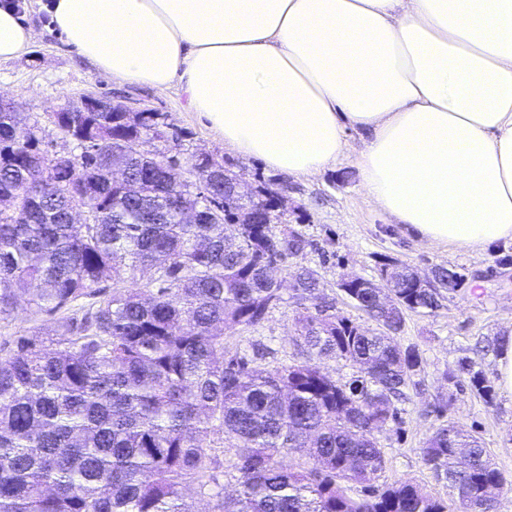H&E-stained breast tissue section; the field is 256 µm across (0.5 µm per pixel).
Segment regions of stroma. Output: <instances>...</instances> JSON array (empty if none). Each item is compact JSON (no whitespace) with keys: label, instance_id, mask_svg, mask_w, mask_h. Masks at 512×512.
<instances>
[{"label":"stroma","instance_id":"stroma-1","mask_svg":"<svg viewBox=\"0 0 512 512\" xmlns=\"http://www.w3.org/2000/svg\"><path fill=\"white\" fill-rule=\"evenodd\" d=\"M49 3L22 0L21 12L39 36L29 53L0 62V98L28 118L42 121V147L49 154L70 153L73 145L45 124L46 113L78 102L91 92L107 96L116 104L135 100L164 113L172 130L178 132L173 154L180 168H187L193 155L207 152L240 176L242 190L264 181L287 198L291 227L314 243L302 262L318 271L323 282L322 297L335 312L366 322V315L345 299L336 282L350 273L377 277L385 258L410 265L423 278L431 277L440 265L463 275V284L449 292L436 314L405 316L398 340L402 345L416 346L422 365L419 384L410 389L411 399L401 407L400 431L388 429L377 436L387 460L380 481L388 484L409 480L436 498L451 500L450 489L436 481L421 460L422 448L441 422L436 408L448 402L452 405L449 419L478 437L507 481L512 482V395L497 388L488 403L472 387L468 375H461L455 386L442 379L449 366L465 357L489 378H496L500 354L482 353L481 347L512 336V241L466 250L418 239L365 195L355 165L362 139L360 133L350 129L345 132L347 149L338 163L313 177L287 175L236 154L205 119L187 108L178 88L159 94L97 77L86 61L51 32ZM282 293V303L271 310L263 326L244 331L238 344L239 351L248 355L254 348L264 349V356L255 361L261 369L292 361L297 354V306L291 288H283ZM54 328L53 316L35 313L26 298H19L13 312L0 319V349H9L19 336L36 334L50 340Z\"/></svg>","mask_w":512,"mask_h":512}]
</instances>
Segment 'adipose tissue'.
Returning <instances> with one entry per match:
<instances>
[{"label": "adipose tissue", "mask_w": 512, "mask_h": 512, "mask_svg": "<svg viewBox=\"0 0 512 512\" xmlns=\"http://www.w3.org/2000/svg\"><path fill=\"white\" fill-rule=\"evenodd\" d=\"M97 76L179 87L226 146L315 176L363 135L367 196L422 241H512V0H53ZM37 31L0 4V61Z\"/></svg>", "instance_id": "adipose-tissue-1"}]
</instances>
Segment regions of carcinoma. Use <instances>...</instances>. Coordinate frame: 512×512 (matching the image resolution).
I'll return each mask as SVG.
<instances>
[{"mask_svg": "<svg viewBox=\"0 0 512 512\" xmlns=\"http://www.w3.org/2000/svg\"><path fill=\"white\" fill-rule=\"evenodd\" d=\"M47 121L80 153L49 155L37 123L16 140L20 114L0 109V317L21 294L46 313L70 311L50 342L20 336L0 357V512H192L191 487L217 512H448L409 480L375 485L386 467L376 433L400 424L404 389L419 385V351L398 341L405 315L439 310L463 275L438 267L425 288L388 259L377 280L353 275L340 291L371 328L318 304L321 282L296 262L312 242L289 228L284 272L304 360L256 369L226 333L261 326L283 301L265 270L288 213L278 192L262 185L240 199L204 152L192 159L196 181L171 184L178 137L159 112L109 101ZM147 137L162 147L133 150ZM115 162L128 170L123 184L112 181ZM202 206L213 207L209 223L184 222ZM139 266L155 269L148 297L122 286ZM324 359L351 366V378H331ZM464 372L492 402L467 358L443 379ZM421 459L459 512H497L492 495L506 480L479 439L446 420Z\"/></svg>", "mask_w": 512, "mask_h": 512, "instance_id": "cac0c4a2", "label": "carcinoma"}]
</instances>
